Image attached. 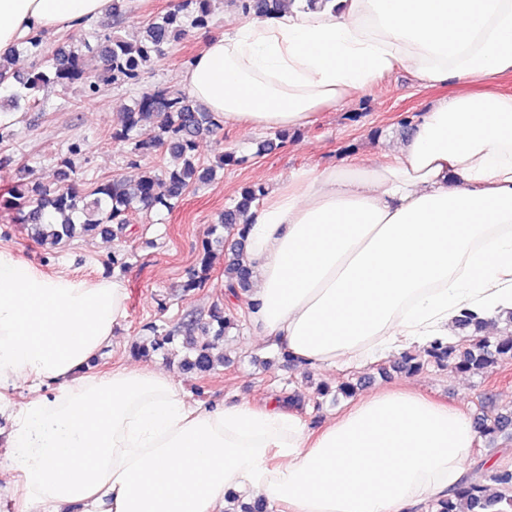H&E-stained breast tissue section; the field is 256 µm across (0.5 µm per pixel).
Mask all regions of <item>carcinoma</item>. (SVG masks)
Returning <instances> with one entry per match:
<instances>
[{
	"mask_svg": "<svg viewBox=\"0 0 512 512\" xmlns=\"http://www.w3.org/2000/svg\"><path fill=\"white\" fill-rule=\"evenodd\" d=\"M283 2L239 0L243 11L256 16L271 14ZM182 35V17L178 9L153 17L140 40L128 41L115 30L108 36V50L103 54L106 70L112 73L114 79L135 82L140 71L164 56L165 50ZM84 48L92 49L87 33L82 34L78 43L70 45L69 49H61L57 54L43 58L40 69L27 78L20 77L0 62V88L6 92V100L17 110L22 107L32 110L39 106L34 92L45 84H56L66 89L79 83L89 92H96L103 77L88 72L82 66ZM216 128L214 114L188 96L145 91L134 107L122 114L112 138L126 142L130 140L131 133L136 132L139 140L135 142L134 149H166L179 160L177 165L157 174L144 175L133 184L114 179L92 190L93 199L90 201L68 184L54 190L33 185L13 188L3 204L16 213L21 223L31 226L36 239L52 245L95 234L120 238L126 232L127 213L130 210L158 207L171 210L190 186L213 180L217 168L241 162L233 151L219 152L214 166H206L197 160V138ZM261 196L262 189L245 188L234 206L224 212L221 227L227 234L239 237V246L244 241L241 222L252 208L259 206ZM252 277L253 271L243 262V254H238L224 267L225 292L239 297L250 289ZM235 322L236 317L231 310L213 305L209 320L203 326L204 332H213V339L199 341L190 336L184 337L189 351L180 363L181 368L204 377L224 364V352L219 350V341ZM460 323L471 328L473 335L453 346H436L423 354L406 355L400 358L395 366L396 371L412 374L433 364L455 372H479L497 358L512 359L511 335L501 336L492 342L481 335L482 325L471 322L470 317H465ZM151 330L154 339L148 344L135 346L136 353L143 357L166 349L181 333L179 326L161 332L153 326ZM511 425V412L498 414L484 425L483 435L492 443L499 433ZM436 512H512V496L489 495L487 487L471 485L439 501Z\"/></svg>",
	"mask_w": 512,
	"mask_h": 512,
	"instance_id": "carcinoma-1",
	"label": "carcinoma"
}]
</instances>
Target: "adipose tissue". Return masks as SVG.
<instances>
[{
	"label": "adipose tissue",
	"mask_w": 512,
	"mask_h": 512,
	"mask_svg": "<svg viewBox=\"0 0 512 512\" xmlns=\"http://www.w3.org/2000/svg\"><path fill=\"white\" fill-rule=\"evenodd\" d=\"M112 0H0V56ZM404 66L425 86L512 74V0H290L240 14L182 73L225 124L289 130ZM386 160L300 171L245 228L260 341L306 367L359 368L494 332L512 312V95L459 93L411 117ZM121 280L48 278L0 250V473L25 512H431L477 481L469 414L410 389L368 393L308 432L288 402H190L168 373L89 368L126 316Z\"/></svg>",
	"instance_id": "adipose-tissue-1"
}]
</instances>
